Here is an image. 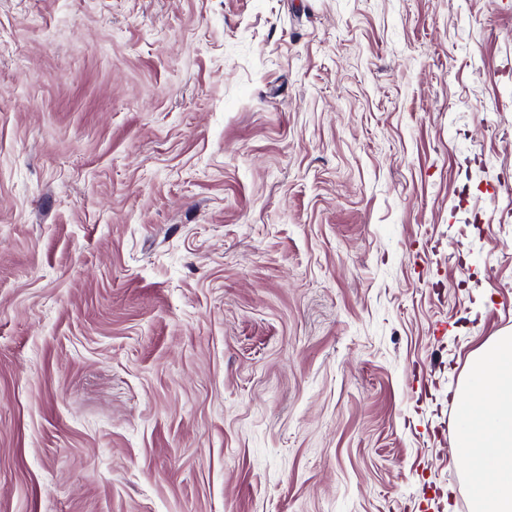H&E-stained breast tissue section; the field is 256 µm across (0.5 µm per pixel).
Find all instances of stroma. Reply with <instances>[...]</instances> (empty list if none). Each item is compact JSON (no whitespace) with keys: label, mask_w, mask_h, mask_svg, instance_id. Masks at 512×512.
<instances>
[{"label":"stroma","mask_w":512,"mask_h":512,"mask_svg":"<svg viewBox=\"0 0 512 512\" xmlns=\"http://www.w3.org/2000/svg\"><path fill=\"white\" fill-rule=\"evenodd\" d=\"M508 171L512 0H0V512H470Z\"/></svg>","instance_id":"stroma-1"}]
</instances>
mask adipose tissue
<instances>
[{
	"label": "adipose tissue",
	"mask_w": 512,
	"mask_h": 512,
	"mask_svg": "<svg viewBox=\"0 0 512 512\" xmlns=\"http://www.w3.org/2000/svg\"><path fill=\"white\" fill-rule=\"evenodd\" d=\"M455 451L465 464L471 512H512V333L474 352L456 392Z\"/></svg>",
	"instance_id": "ef3b65f1"
}]
</instances>
